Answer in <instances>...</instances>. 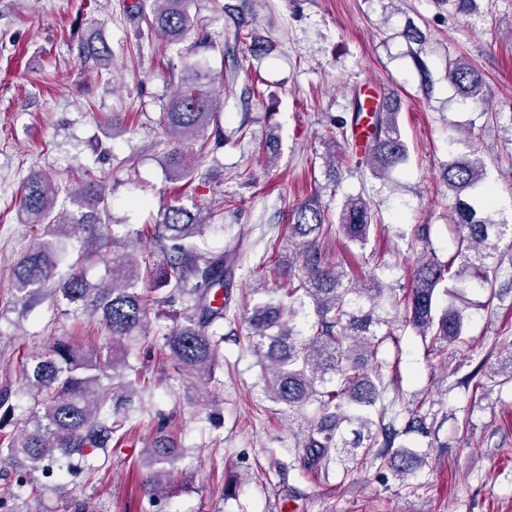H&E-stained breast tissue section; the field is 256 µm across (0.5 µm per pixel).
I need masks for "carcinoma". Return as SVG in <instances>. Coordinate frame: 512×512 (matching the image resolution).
<instances>
[{
    "mask_svg": "<svg viewBox=\"0 0 512 512\" xmlns=\"http://www.w3.org/2000/svg\"><path fill=\"white\" fill-rule=\"evenodd\" d=\"M149 28L172 42L184 40L193 28L187 0H151ZM80 57L98 67L112 58L110 47L95 35L80 44ZM187 79L168 100L159 118L174 148L170 163L181 167L185 141L211 133L215 143L226 140L217 112L220 90L214 79L198 66H186ZM448 80L465 102L486 100L487 84L480 69L460 59L448 61ZM351 117L337 120V128L355 133L366 122L362 151L351 150L355 167L384 178L408 158L407 144L398 126V105L384 100L377 105L354 96ZM448 185V228L453 232L454 252L441 261L425 254L414 269L410 287L398 294L383 287L375 276L362 283L347 279L338 268L323 265L320 240L332 230V221L317 200L296 207L292 232L302 247L298 284L286 298L256 304L246 310L249 346L259 359L267 396L288 406V412L305 416L298 442L309 462L329 468L341 461L344 472L363 465L365 457L383 438L374 454L380 468L401 480L416 477L426 465V453L412 449L409 437L423 434L424 421L409 413L404 427L387 419L384 402L390 383L385 371L397 373L399 354L388 361V345L399 347L401 334L413 331L429 340L427 355L445 360L466 343L469 317L465 310L448 303L440 307L438 291L448 282L465 286L476 283L487 293L480 305L490 309L502 297L498 280L512 281V263L504 267L503 256L512 251V224L496 219L500 212L493 188L486 183L483 160L473 151L455 157L443 171ZM57 190L51 181L33 174L23 184L18 209L23 223L46 226L50 238L42 240L19 263L14 290L23 298L50 296L47 286L58 281L63 299L92 316L100 317L110 336L109 346L80 353L72 344L57 339L41 352L21 362L18 381L29 398L27 415L16 420V430L0 433V512H18L15 502L28 493L41 496L51 484L79 479L85 472L73 461L84 450H106L119 424L115 417L140 408L139 380L129 379L131 347L148 336L154 306L168 301L155 288H139L142 280L175 283L186 306L183 322L164 334L163 347L172 365L210 384L215 381L224 334L226 304L218 291L226 287L244 252L235 249L201 255L188 240L208 227L206 219L180 202L166 205L155 221L154 236L171 242L173 258L152 267L149 256L139 250L112 259L109 278L92 284L74 267L58 277L53 236H65L83 224H100L109 207L104 183L87 176L72 195L74 210L65 220L52 217ZM375 215L361 196L348 198L338 214V230L361 246L368 241ZM311 302L315 321L302 329L300 311ZM389 308L401 316L400 323L383 316ZM144 449L149 473L144 492L149 503L159 505L169 498L168 487L178 479L170 467L175 448L161 434ZM39 471L45 482H30Z\"/></svg>",
    "mask_w": 512,
    "mask_h": 512,
    "instance_id": "cac0c4a2",
    "label": "carcinoma"
}]
</instances>
